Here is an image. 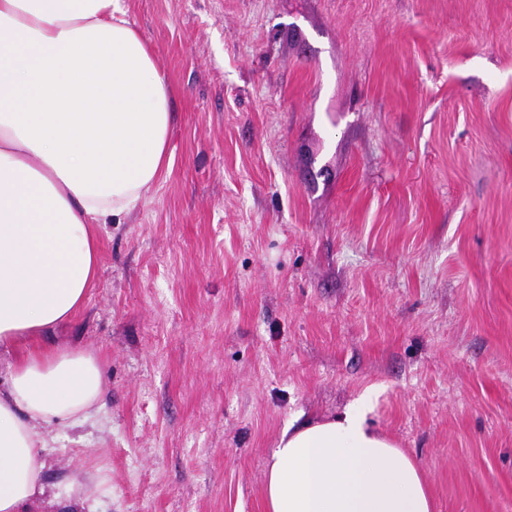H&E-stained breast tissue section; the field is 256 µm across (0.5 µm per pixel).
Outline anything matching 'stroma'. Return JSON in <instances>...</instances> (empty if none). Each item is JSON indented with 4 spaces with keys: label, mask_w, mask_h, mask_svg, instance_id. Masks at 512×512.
Listing matches in <instances>:
<instances>
[{
    "label": "stroma",
    "mask_w": 512,
    "mask_h": 512,
    "mask_svg": "<svg viewBox=\"0 0 512 512\" xmlns=\"http://www.w3.org/2000/svg\"><path fill=\"white\" fill-rule=\"evenodd\" d=\"M171 173L53 336L102 363L33 512H265L283 429L358 407L434 512H512V0H123ZM103 481L92 475L86 482L73 485L66 499L64 507L75 511L64 512H96L97 492Z\"/></svg>",
    "instance_id": "stroma-1"
}]
</instances>
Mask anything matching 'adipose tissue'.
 Instances as JSON below:
<instances>
[{
	"instance_id": "ef3b65f1",
	"label": "adipose tissue",
	"mask_w": 512,
	"mask_h": 512,
	"mask_svg": "<svg viewBox=\"0 0 512 512\" xmlns=\"http://www.w3.org/2000/svg\"><path fill=\"white\" fill-rule=\"evenodd\" d=\"M170 89L122 0H0V351L82 309L99 229L122 223L173 157ZM91 354L44 346L0 386V512L47 492L58 435L99 409ZM266 512H433L417 465L358 410L288 424Z\"/></svg>"
}]
</instances>
